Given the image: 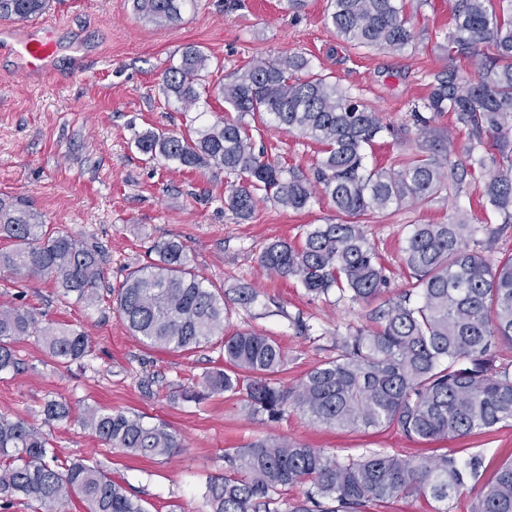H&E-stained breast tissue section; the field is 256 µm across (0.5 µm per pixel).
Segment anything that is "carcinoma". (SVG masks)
<instances>
[{
  "mask_svg": "<svg viewBox=\"0 0 512 512\" xmlns=\"http://www.w3.org/2000/svg\"><path fill=\"white\" fill-rule=\"evenodd\" d=\"M186 0H134V10L163 25L180 16ZM49 0H0V18H36ZM403 0H328L327 19L356 47L392 53L413 45ZM452 27L442 48L448 65L432 74L416 121L424 113H448V132L436 134L423 154L399 168L365 164L367 147L383 132L379 115L331 80L313 71L301 53L256 59L218 88L228 115L180 137L150 129L136 139L150 158L185 169H222L236 177L224 206L252 218L269 201L304 210L329 198L347 221L310 224L301 243H270L260 265L293 277L314 296L370 305L374 325L343 339L341 353L311 368L292 388L275 382L286 355L252 330H224V292L188 267L186 246L176 240L155 246L157 259L126 276L113 303L142 344L189 352L220 339L224 367L208 372L196 389L173 398L201 402L214 395L244 397L245 407L282 419L293 407L314 425L342 430L394 429L432 443L487 433L512 423V367L496 364L493 348H512V255L493 259L478 238L486 226L457 212L446 224H416L403 249L412 292L381 299L389 277L360 220L405 204L429 203L444 191H461L482 178V207L512 224V0H452ZM476 63L478 79L461 75ZM211 56L189 44L170 66L163 89L186 108L209 105ZM236 116H231V113ZM265 112L290 132L323 146L308 177L255 149L243 116ZM469 131L465 159L453 160L454 134ZM0 270L47 275L88 305L99 301L104 255L69 234L46 229L41 214L19 197H0ZM416 299H411V293ZM31 311L0 304V372L18 366L13 342L30 335ZM46 350L65 362L90 354L84 333L49 324L41 330ZM43 423L74 422L105 445L127 454L168 457L181 447L163 422L101 406L76 410L65 400L42 405ZM49 442L23 420L0 418V502L21 497L47 512H63L74 499L87 512H145L138 499L99 465L82 459L59 466ZM484 459L456 453L395 455L370 450L340 460L320 448L285 438H264L224 451V475L209 480L207 512H372L410 495L445 502L468 491L471 512H512V461L484 480ZM304 485L303 499L280 498L286 486Z\"/></svg>",
  "mask_w": 512,
  "mask_h": 512,
  "instance_id": "obj_1",
  "label": "carcinoma"
}]
</instances>
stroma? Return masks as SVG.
<instances>
[{
	"label": "stroma",
	"mask_w": 512,
	"mask_h": 512,
	"mask_svg": "<svg viewBox=\"0 0 512 512\" xmlns=\"http://www.w3.org/2000/svg\"><path fill=\"white\" fill-rule=\"evenodd\" d=\"M414 32L412 47L391 54L357 48L326 20L327 0H195L178 19L157 25L138 15L133 0H52L43 18L58 44L46 78L36 79L23 61L0 52V196L22 197L42 213L49 230L94 243L105 252V283L118 287L135 268L155 259L157 243H184L192 270L216 286L249 287L248 307L230 304L228 330L251 329L277 342L287 364L277 376L297 384L318 363L336 357L344 336L369 325L363 304L311 296L292 278L268 274L260 265L276 240L300 242L309 224L335 222L339 214L325 197L302 211L262 202L250 220L224 206L227 176L210 168L187 170L141 153L137 134L159 128L182 135L217 121L223 103L207 111L184 110L163 91L164 74L183 45L202 46L223 71L213 81L259 58L301 52L314 70L334 76L368 108L384 131L366 151L368 167H397L428 140L412 117L434 72L447 65L441 48L451 18L448 0H406ZM256 146L285 165L311 171L320 145L275 126L271 116L246 115ZM478 185L440 196L422 206L391 208L367 225V235L387 267L389 294L408 288L405 241L414 225L445 224L463 209L472 223L495 229L490 254L512 255V226L477 207ZM0 302L34 312L39 323L84 331L91 353L64 364L45 350L38 334L18 340V367L0 373V417L41 425L59 461L100 463L140 499L146 512H206L210 477L224 471V451L268 436H280L338 458L381 449L417 452L400 432L329 429L288 408L282 420L248 414L241 397L218 395L202 403L170 400L177 386H194L219 367L218 346L192 352L150 349L133 336L110 296L89 305L64 293L54 279L0 271ZM151 392H144L145 380ZM78 408L103 406L163 422L183 446L167 458H144L113 450L78 425L42 424L46 399ZM458 456L482 455L492 464L512 458V426L445 441Z\"/></svg>",
	"instance_id": "stroma-1"
}]
</instances>
